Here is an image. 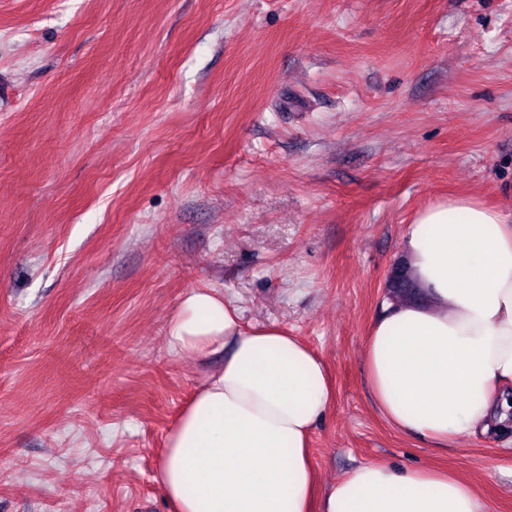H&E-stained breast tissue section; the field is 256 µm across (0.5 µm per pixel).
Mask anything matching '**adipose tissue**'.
Listing matches in <instances>:
<instances>
[{
    "mask_svg": "<svg viewBox=\"0 0 512 512\" xmlns=\"http://www.w3.org/2000/svg\"><path fill=\"white\" fill-rule=\"evenodd\" d=\"M402 247L425 301L385 302L364 362L379 414L447 448L512 418V222L460 197L425 207ZM168 348L223 355L166 435L158 481L172 512H486L453 470L356 467L317 496L309 441L334 401L325 362L275 326L244 324L190 291Z\"/></svg>",
    "mask_w": 512,
    "mask_h": 512,
    "instance_id": "adipose-tissue-1",
    "label": "adipose tissue"
}]
</instances>
